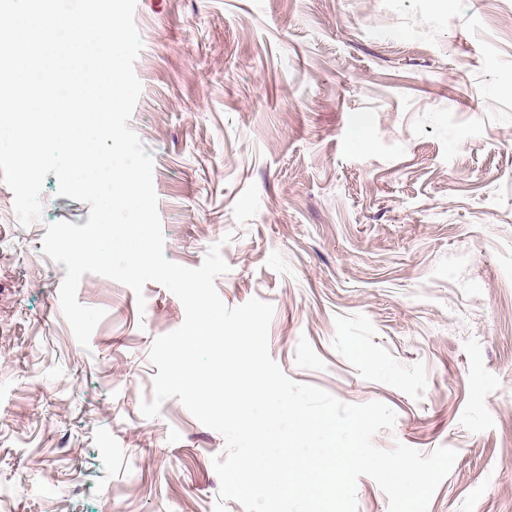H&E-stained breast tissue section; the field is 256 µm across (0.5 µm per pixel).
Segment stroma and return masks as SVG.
I'll list each match as a JSON object with an SVG mask.
<instances>
[{"label":"stroma","instance_id":"35a3bbf8","mask_svg":"<svg viewBox=\"0 0 512 512\" xmlns=\"http://www.w3.org/2000/svg\"><path fill=\"white\" fill-rule=\"evenodd\" d=\"M165 256L231 307L274 308L294 381L396 414L376 446L457 453L428 512H512V0H137ZM41 193L22 226L0 182V512H214L223 437L178 398L144 417L163 285L87 274L89 347L64 319ZM231 242H224V235Z\"/></svg>","mask_w":512,"mask_h":512}]
</instances>
